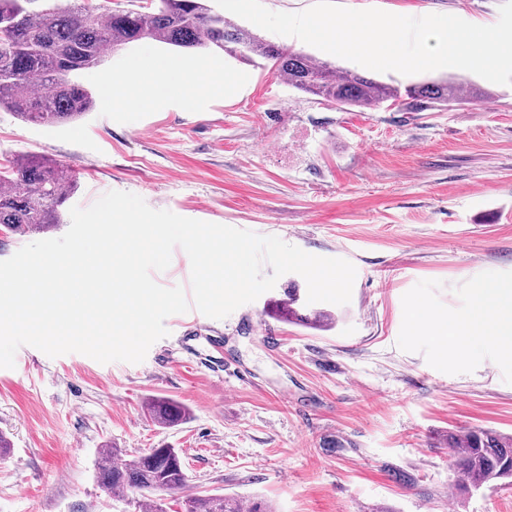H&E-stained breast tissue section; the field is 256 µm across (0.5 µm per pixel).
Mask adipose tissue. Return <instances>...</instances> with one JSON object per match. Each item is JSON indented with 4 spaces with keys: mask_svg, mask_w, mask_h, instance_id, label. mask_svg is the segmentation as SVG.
Wrapping results in <instances>:
<instances>
[{
    "mask_svg": "<svg viewBox=\"0 0 512 512\" xmlns=\"http://www.w3.org/2000/svg\"><path fill=\"white\" fill-rule=\"evenodd\" d=\"M124 79L112 75L101 78L103 94L113 105L137 109L179 92L185 101H193L199 88L223 92L212 63L161 56L151 50L130 58ZM463 326L470 335L480 336L498 345L512 347V285L478 288L472 296L470 311Z\"/></svg>",
    "mask_w": 512,
    "mask_h": 512,
    "instance_id": "adipose-tissue-1",
    "label": "adipose tissue"
}]
</instances>
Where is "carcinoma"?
Here are the masks:
<instances>
[{
  "label": "carcinoma",
  "mask_w": 512,
  "mask_h": 512,
  "mask_svg": "<svg viewBox=\"0 0 512 512\" xmlns=\"http://www.w3.org/2000/svg\"><path fill=\"white\" fill-rule=\"evenodd\" d=\"M37 0H0V108L22 119L51 126L89 111L92 95L77 81L80 71L96 67L112 53L150 39L185 50L218 49L244 63L268 62L288 85L329 102L375 110L383 105L424 112L484 91L472 84L435 80L401 87L358 72L317 61L302 51L268 43L212 11L206 0H156L144 9H112L86 0H59L35 9ZM74 183L62 169L20 154L0 164V230L25 235L49 232L61 223L59 207ZM285 293L288 318L318 322L322 311L309 308L297 288ZM150 418L162 427L186 420L177 402L155 398L146 403ZM455 470L465 490H479L500 480H512V436L474 428L448 439ZM98 479L108 491L138 490L149 512H163L154 494L189 487V475L176 448H153L126 459L116 448L101 450ZM272 512L258 500L249 504L235 496H187L185 512Z\"/></svg>",
  "instance_id": "cac0c4a2"
}]
</instances>
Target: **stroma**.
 Wrapping results in <instances>:
<instances>
[{"mask_svg":"<svg viewBox=\"0 0 512 512\" xmlns=\"http://www.w3.org/2000/svg\"><path fill=\"white\" fill-rule=\"evenodd\" d=\"M412 17L495 24L501 0H339ZM148 41L80 72L93 107L64 125L0 111V161L15 154L77 161L70 209L105 193L154 209L276 236L356 268L349 304H327L328 328L265 314L169 316L138 364L21 346L0 368V512H139L135 493L101 487L102 448L125 458L180 449L187 493L272 504L275 512H512V483L458 488L448 437L512 435V350L459 333L454 351L413 309L464 318L474 288L512 284V86L485 82L480 101L425 112L362 111L317 100L270 66L207 53L223 96L199 90L136 110L99 95ZM285 338L274 350L264 328ZM251 375L242 382L224 363ZM160 397L186 406L174 428L144 412Z\"/></svg>","mask_w":512,"mask_h":512,"instance_id":"stroma-1","label":"stroma"}]
</instances>
